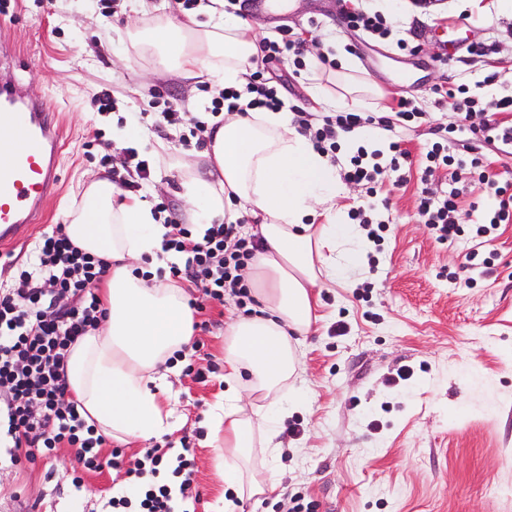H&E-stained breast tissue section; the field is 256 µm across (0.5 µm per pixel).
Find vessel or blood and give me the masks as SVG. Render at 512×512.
Instances as JSON below:
<instances>
[{"label": "vessel or blood", "instance_id": "obj_1", "mask_svg": "<svg viewBox=\"0 0 512 512\" xmlns=\"http://www.w3.org/2000/svg\"><path fill=\"white\" fill-rule=\"evenodd\" d=\"M60 126L54 106L0 82V248L24 241L60 181Z\"/></svg>", "mask_w": 512, "mask_h": 512}]
</instances>
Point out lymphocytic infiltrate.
Listing matches in <instances>:
<instances>
[{
  "mask_svg": "<svg viewBox=\"0 0 512 512\" xmlns=\"http://www.w3.org/2000/svg\"><path fill=\"white\" fill-rule=\"evenodd\" d=\"M304 43L289 28H281L277 39L262 42L256 66L246 75L244 88L219 89L211 100L210 112L282 111L284 100L264 76V67L274 61L301 56ZM417 107L409 99L398 102L394 116L374 117L361 112H339L312 122L297 113L294 123L299 133L308 137L321 153L335 152L340 134L360 128H378L386 132L419 118ZM388 166L369 163L365 148H358L343 172L348 182L373 183L384 170H399L409 159L398 142H390ZM423 179L434 178L442 167L468 169L476 175L483 193L494 202L488 223L477 225V236H486L498 225L512 222V181L487 172L479 151L468 158L444 154L441 143H433L426 153ZM460 191L451 188L440 198L421 193L417 214L438 243L457 239L463 231L455 220ZM155 213L164 217L168 228L162 253L175 254L169 263L170 277L188 282L214 300L231 297L236 307L244 309L253 297L244 271L262 249L259 236L244 235L236 224H211L204 232L181 223L170 214L166 203H157ZM107 259L83 252L73 246L63 225L43 233L37 246V261L19 272L12 288L0 292V387L9 396L0 409L7 418V433L14 449L50 452L62 446L74 448L79 464L85 469L101 468L99 450L104 443L93 426L80 417L71 399L65 379V364L72 344L89 330L97 328L106 310L95 292L107 274ZM138 512H172L168 484L149 483L136 489L135 498L118 494L109 498L106 512H124L128 506Z\"/></svg>",
  "mask_w": 512,
  "mask_h": 512,
  "instance_id": "f902f5d3",
  "label": "lymphocytic infiltrate"
}]
</instances>
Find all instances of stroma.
<instances>
[{
  "instance_id": "35a3bbf8",
  "label": "stroma",
  "mask_w": 512,
  "mask_h": 512,
  "mask_svg": "<svg viewBox=\"0 0 512 512\" xmlns=\"http://www.w3.org/2000/svg\"><path fill=\"white\" fill-rule=\"evenodd\" d=\"M149 2L147 12L140 0H11L0 14V70L50 98L65 128L59 194L45 201L37 233L0 263V288L33 262L41 233L68 223L84 182L101 169L102 154H110L117 169L133 153L148 160L153 172L139 197L151 205L168 202L179 215L183 163L210 179L203 148L188 127L155 126L169 107L206 118L210 94L189 92L174 74L153 76L155 56L128 35L161 17L205 22L209 16L201 5L183 9L180 0ZM292 2L280 15L252 9L250 0L223 7L259 22L267 39L285 26L303 34L302 66L288 59L265 67L288 105L319 119L333 114L310 89L320 83L339 95L336 76L347 71L368 89L364 112L388 116L407 98L423 117L392 134L410 152V167L389 173L374 195L364 185L347 187V210L369 202L390 222L380 245H368L375 262L355 273L354 287L316 289L324 319L304 338L294 384L305 404L287 416L301 433L280 430V453L267 462L275 491L238 501L236 512H289L298 501L314 503L315 512H512V223L471 238L472 225L486 221L493 202L465 177L456 214L465 229L460 239L435 242L416 215L426 186L425 154L440 130L449 129L445 149L458 157L480 122L436 104L435 88L461 85L484 100L512 97V10L503 0H435L426 9L404 0H355L391 23L382 39L345 26L346 0ZM486 45L495 49L491 59L472 55V48ZM322 52L333 66L320 62ZM490 65L499 70L492 84L484 81ZM104 91L114 103L101 112L93 101ZM97 129L101 147L90 142ZM473 250L481 258L474 266L465 260ZM466 279L471 287H463ZM238 315L229 299L204 300L194 314L199 327L185 361L205 378L182 371L171 376L164 397L173 434L137 443L107 440L102 456L120 449L123 466L85 473L79 490L71 484L69 448L1 466L0 512H28L33 505L39 512H99L102 499L124 488L127 462L151 448L182 446L194 460L184 495L188 512H225L235 493L217 479L208 422L225 387V331Z\"/></svg>"
}]
</instances>
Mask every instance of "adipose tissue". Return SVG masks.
<instances>
[{
	"mask_svg": "<svg viewBox=\"0 0 512 512\" xmlns=\"http://www.w3.org/2000/svg\"><path fill=\"white\" fill-rule=\"evenodd\" d=\"M209 15L203 26L168 19L131 36L183 79L219 76L243 87L258 55L257 26L214 8ZM204 155L218 177L204 186L193 169L183 172L190 222H234L238 203L261 218L256 232L264 248L245 272L260 312L226 330V388L210 418L211 444L224 463L221 480L238 498H251L275 488L249 460L258 447L279 452L273 440L301 363L299 338L315 320L314 290L326 279L351 286L364 238L336 217V199L346 192L337 166L291 127L286 112L225 113ZM319 212L325 223H314ZM165 232L146 201L121 196L111 180L98 177L85 182L66 226L75 246L111 263L106 319L71 346L67 382L87 423L123 441L169 432L157 391L172 371L168 358L193 337L186 289L134 273L143 256L160 251Z\"/></svg>",
	"mask_w": 512,
	"mask_h": 512,
	"instance_id": "ef3b65f1",
	"label": "adipose tissue"
}]
</instances>
